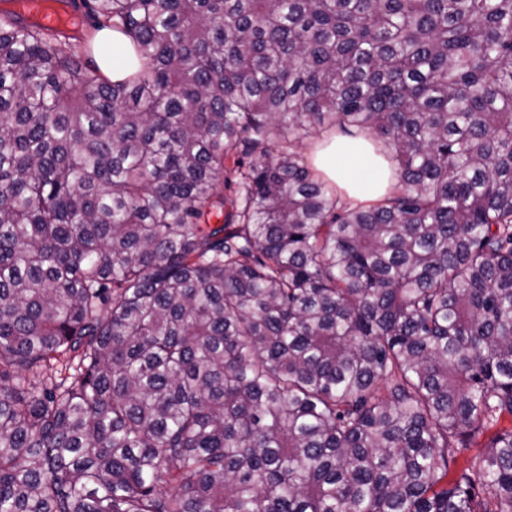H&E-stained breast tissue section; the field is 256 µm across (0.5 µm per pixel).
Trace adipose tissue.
<instances>
[{"instance_id":"obj_1","label":"adipose tissue","mask_w":512,"mask_h":512,"mask_svg":"<svg viewBox=\"0 0 512 512\" xmlns=\"http://www.w3.org/2000/svg\"><path fill=\"white\" fill-rule=\"evenodd\" d=\"M312 163L347 197L359 201L383 199L395 181L389 162L375 152L366 134H325L312 153Z\"/></svg>"}]
</instances>
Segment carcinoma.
Returning <instances> with one entry per match:
<instances>
[{
    "instance_id": "1",
    "label": "carcinoma",
    "mask_w": 512,
    "mask_h": 512,
    "mask_svg": "<svg viewBox=\"0 0 512 512\" xmlns=\"http://www.w3.org/2000/svg\"><path fill=\"white\" fill-rule=\"evenodd\" d=\"M67 1L0 8V512H512V0ZM112 40L108 43L111 59L97 58L101 70L112 80L124 79L136 66L132 44L125 35L112 31ZM316 141L296 144V152L309 168L312 163L329 181L337 185L347 197L359 201L376 202L383 199L395 178L387 159L374 151L369 135L325 134ZM315 147V149H314Z\"/></svg>"
}]
</instances>
